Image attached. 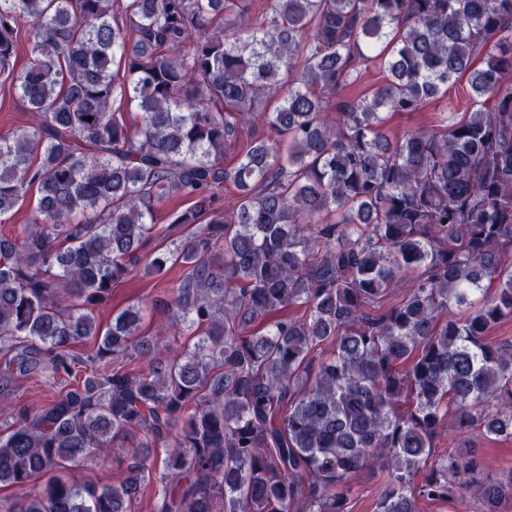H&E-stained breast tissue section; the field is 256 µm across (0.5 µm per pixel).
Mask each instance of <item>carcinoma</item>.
<instances>
[{
    "mask_svg": "<svg viewBox=\"0 0 512 512\" xmlns=\"http://www.w3.org/2000/svg\"><path fill=\"white\" fill-rule=\"evenodd\" d=\"M247 9L0 0V73L35 115L0 134V216L36 199L0 234V375L72 381L12 408L0 488L20 494L0 512H131L151 485L153 512H348L373 466L377 512L471 493L499 512L512 473L483 480L434 441L450 423L512 436V342L487 339L512 319V0ZM370 63L385 83L336 98ZM459 81L477 109L388 134L386 114ZM166 199L191 232L148 252ZM142 265L180 274L102 327ZM147 311L166 318L152 334ZM125 432L142 438L124 477L64 478ZM32 210L33 198L20 201L11 212L0 217V233L15 235L20 232L23 225L28 224Z\"/></svg>",
    "mask_w": 512,
    "mask_h": 512,
    "instance_id": "1",
    "label": "carcinoma"
}]
</instances>
